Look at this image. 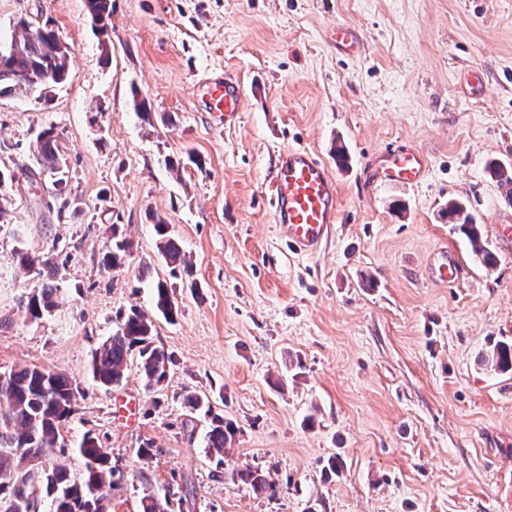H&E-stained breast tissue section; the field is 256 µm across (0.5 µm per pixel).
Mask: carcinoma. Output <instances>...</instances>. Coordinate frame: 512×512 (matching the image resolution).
<instances>
[{
  "instance_id": "carcinoma-1",
  "label": "carcinoma",
  "mask_w": 512,
  "mask_h": 512,
  "mask_svg": "<svg viewBox=\"0 0 512 512\" xmlns=\"http://www.w3.org/2000/svg\"><path fill=\"white\" fill-rule=\"evenodd\" d=\"M87 10L98 30L107 31L112 16V0H87ZM58 34L53 22L47 20L35 29L21 20L12 36L10 51L0 54V95L17 90L31 94L30 82L36 78L43 83L45 93L38 100L46 102L52 88L65 81L68 60L56 53ZM32 155L39 174L53 178V184H66L62 168L60 134L53 125L37 136ZM490 178L499 184L512 182V167L494 161L487 167ZM448 222L461 225L474 254L487 265H493V254L482 243L480 225L468 212L462 200H451L445 210ZM156 248L172 276L188 275L191 265L180 245L170 234V225L156 220ZM130 243L115 240L112 251L102 258L106 269L116 268L129 255ZM19 267L26 272L42 275L55 266L49 252L21 248L15 253ZM57 288L41 283L23 301L26 315L35 320L56 307ZM155 315L172 322L178 305L172 287L157 281L153 285ZM154 321L147 313L132 308L119 321L116 331L92 355L90 372L102 387L110 388L122 382L127 358L136 353L146 390L156 391L167 377L171 356L154 344ZM499 370L512 369V346L501 344L492 355ZM76 381L67 374L31 364L0 372V512H30L35 491L51 498L50 512H107L112 489L123 476L113 465L98 440L91 433L83 435L77 452L84 463V473L75 479L63 468L47 464L44 449L53 447L61 428L75 412ZM187 405L208 419L207 448L218 456L216 466L225 465L224 447L233 441L239 428L230 419L213 410L209 398L190 395ZM230 478L250 488L255 494L275 492L262 470L247 465L231 470Z\"/></svg>"
}]
</instances>
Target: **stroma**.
Segmentation results:
<instances>
[{"instance_id":"stroma-1","label":"stroma","mask_w":512,"mask_h":512,"mask_svg":"<svg viewBox=\"0 0 512 512\" xmlns=\"http://www.w3.org/2000/svg\"><path fill=\"white\" fill-rule=\"evenodd\" d=\"M22 18L52 19L73 48L49 107L0 96V371L34 363L81 390L47 460L81 476L75 447L95 434L124 473L109 512H140L147 492L168 512H512V372L491 364L512 342V245L495 233L512 203L485 171L512 163V0H112L104 35L85 0H0V39ZM339 22L364 55L336 52ZM224 73L247 90L227 126L202 87ZM49 124L62 196L29 174ZM398 144L426 155L419 184L375 180ZM294 145L348 156L339 222L308 255L286 249L265 193ZM452 199L468 203L494 266L439 219ZM158 217L193 264L173 280L175 322L154 319L173 363L159 392L134 356L106 389L91 356L121 314L151 311L141 267L170 278ZM116 224L133 247L106 270ZM22 247L55 256L59 305L37 320L21 307L38 283L14 259ZM443 251L464 269L452 285L431 275ZM190 394L241 428L225 468L263 469L275 495L225 479Z\"/></svg>"}]
</instances>
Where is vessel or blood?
Returning <instances> with one entry per match:
<instances>
[{
    "instance_id": "b4317fda",
    "label": "vessel or blood",
    "mask_w": 512,
    "mask_h": 512,
    "mask_svg": "<svg viewBox=\"0 0 512 512\" xmlns=\"http://www.w3.org/2000/svg\"><path fill=\"white\" fill-rule=\"evenodd\" d=\"M329 38L344 54L358 56L365 50L361 33L352 25L336 24ZM205 90L211 112L227 122L238 117L244 89L236 78H214ZM427 168L422 152L402 146L383 153L376 178L413 184L425 177ZM268 197L272 221L280 226L287 248L294 253L317 251L338 222L337 182L327 162L311 149L291 146L278 154Z\"/></svg>"
}]
</instances>
